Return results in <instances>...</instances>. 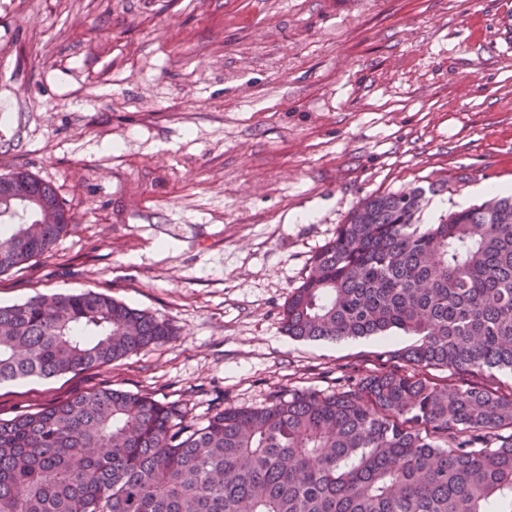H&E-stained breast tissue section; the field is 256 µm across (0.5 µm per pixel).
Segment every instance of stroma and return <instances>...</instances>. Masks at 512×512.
<instances>
[{
	"mask_svg": "<svg viewBox=\"0 0 512 512\" xmlns=\"http://www.w3.org/2000/svg\"><path fill=\"white\" fill-rule=\"evenodd\" d=\"M19 167L72 228L0 275V306L91 289L175 334L1 384L0 419L107 387L200 426L334 390L413 339H292L288 295L367 199L435 186L434 223L512 184V0H0V173Z\"/></svg>",
	"mask_w": 512,
	"mask_h": 512,
	"instance_id": "stroma-1",
	"label": "stroma"
}]
</instances>
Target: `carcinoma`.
I'll list each match as a JSON object with an SVG mask.
<instances>
[{"label": "carcinoma", "mask_w": 512, "mask_h": 512, "mask_svg": "<svg viewBox=\"0 0 512 512\" xmlns=\"http://www.w3.org/2000/svg\"><path fill=\"white\" fill-rule=\"evenodd\" d=\"M424 191L371 198L311 258L282 327L299 340L417 337L415 368L512 371V196L422 221ZM70 231L54 188L0 174V274ZM173 327L93 290L0 306V383L112 362ZM104 388L0 419V512H512V391L395 370L344 391L224 407L200 427Z\"/></svg>", "instance_id": "cac0c4a2"}]
</instances>
